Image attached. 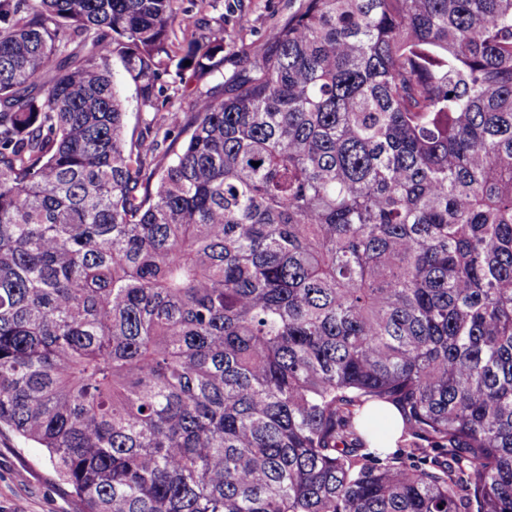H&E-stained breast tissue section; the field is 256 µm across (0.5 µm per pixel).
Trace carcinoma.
<instances>
[{"instance_id":"1","label":"carcinoma","mask_w":512,"mask_h":512,"mask_svg":"<svg viewBox=\"0 0 512 512\" xmlns=\"http://www.w3.org/2000/svg\"><path fill=\"white\" fill-rule=\"evenodd\" d=\"M236 48L0 0V431L82 512H512V0H290ZM114 71L116 72L118 78V88L126 100L127 112H129L130 116V125H133L136 123L139 113L142 116L145 115V109L140 108L139 102L136 98L135 86L129 79L124 76L123 69L119 62L114 63ZM375 411L386 415L392 423V426L382 440L369 439L370 448H383L384 451H390L393 448L397 449V443L401 436L402 429V421L399 412L393 406L387 405L386 407L367 409L364 411V414Z\"/></svg>"}]
</instances>
